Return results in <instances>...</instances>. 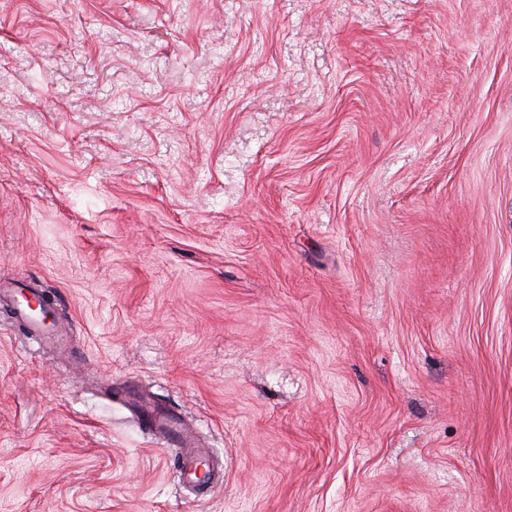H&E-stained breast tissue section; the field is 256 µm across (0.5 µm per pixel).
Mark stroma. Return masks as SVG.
Segmentation results:
<instances>
[{"label": "stroma", "instance_id": "stroma-1", "mask_svg": "<svg viewBox=\"0 0 512 512\" xmlns=\"http://www.w3.org/2000/svg\"><path fill=\"white\" fill-rule=\"evenodd\" d=\"M2 282L0 512H512V0H0ZM140 413L141 422L146 429L153 435H158L165 447L171 449L180 483L204 490L215 477L216 481L223 479L221 465L218 470L214 465V469L208 470L206 475L200 472L198 458L202 455L207 456L209 451L201 448L203 445L197 429L186 425L175 414L150 402L141 404ZM204 484L206 486H202Z\"/></svg>", "mask_w": 512, "mask_h": 512}]
</instances>
